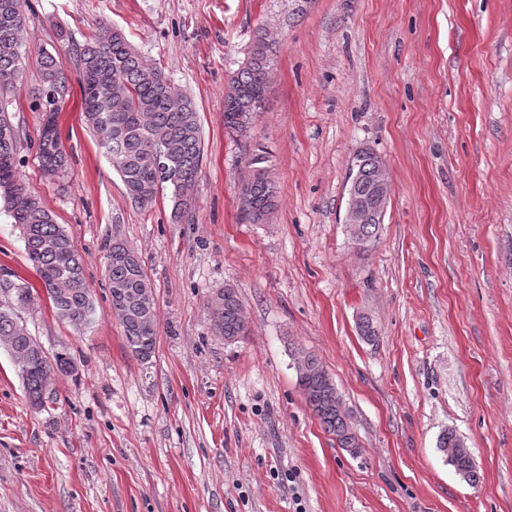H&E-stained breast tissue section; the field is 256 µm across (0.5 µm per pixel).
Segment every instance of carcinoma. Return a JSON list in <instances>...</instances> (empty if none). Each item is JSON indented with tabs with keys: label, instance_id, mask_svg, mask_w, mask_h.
Masks as SVG:
<instances>
[{
	"label": "carcinoma",
	"instance_id": "cac0c4a2",
	"mask_svg": "<svg viewBox=\"0 0 512 512\" xmlns=\"http://www.w3.org/2000/svg\"><path fill=\"white\" fill-rule=\"evenodd\" d=\"M24 0H0V75L20 71L21 46L26 30ZM72 53L79 72L81 112L86 126L97 135L111 166L121 176L129 199L142 209L152 207L160 194L169 191L173 217L180 220L193 203L195 181L201 171L203 143L200 116L195 102L157 67L143 62L122 30L102 24L96 35L74 44ZM277 48L265 32H256L247 57L230 77L224 91V129L238 132L240 119L263 109L271 66ZM13 86L0 85V199L22 231L28 259L57 314L73 327L89 325L95 308L87 288L83 260L66 230L56 224L42 201L21 184L17 156V133L5 112ZM71 84L63 63L52 55L42 61V85L35 93L36 108L48 113L40 132L38 157L45 173L58 176L67 168V154L60 139L55 112L70 97ZM173 155L176 171L164 177L156 160L158 149ZM377 152L360 149L348 174V186L362 197L371 191L370 177ZM251 171L240 172L237 180V210L243 224H266L277 209V188L267 166L268 155L257 147L244 154ZM381 222L361 226V243H353L359 254L371 250L378 239ZM107 279L112 307L126 302L125 292L151 287L137 254L119 239L108 247ZM223 306L219 316L221 335L228 342L247 334L240 318L242 309L235 288L221 290ZM127 346L138 360H149L157 344L156 306L144 312L130 305L121 316ZM366 342L378 338L370 317L357 323ZM27 352V369L21 371L31 403L43 405V373L52 366L68 372L74 365L68 354L58 352L48 359L42 347L23 327L12 309L0 306V347L9 344ZM305 401L324 430L336 438L340 448H360L351 415L336 385L321 361L306 357V369L296 371ZM439 448L458 474L475 478L471 453L455 431L439 437Z\"/></svg>",
	"mask_w": 512,
	"mask_h": 512
}]
</instances>
